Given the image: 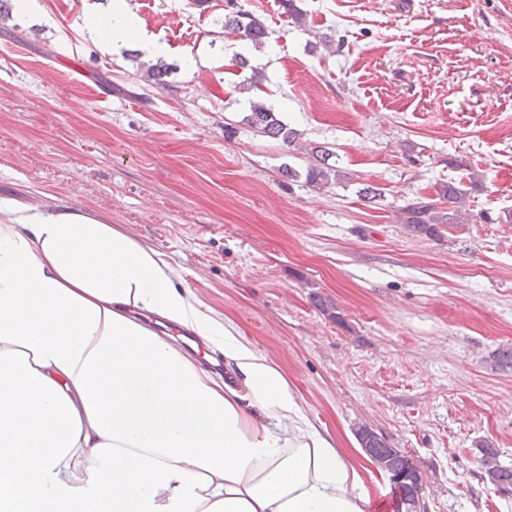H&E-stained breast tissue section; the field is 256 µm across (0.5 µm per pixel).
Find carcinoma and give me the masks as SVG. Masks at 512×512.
<instances>
[{
    "instance_id": "carcinoma-1",
    "label": "carcinoma",
    "mask_w": 512,
    "mask_h": 512,
    "mask_svg": "<svg viewBox=\"0 0 512 512\" xmlns=\"http://www.w3.org/2000/svg\"><path fill=\"white\" fill-rule=\"evenodd\" d=\"M224 30L238 35L243 40L258 46L265 38L264 24L251 12L242 9L237 0H225ZM177 70L174 64L158 62L147 67L145 82L149 85L164 84V77ZM256 132L273 140L291 145L299 138V133L288 127L277 115L274 108L258 98L250 103L249 112L240 120ZM336 154L327 147L316 146L308 152L309 163L305 169V182L315 190H323L337 184L343 171L336 165ZM466 187L453 181L439 184L436 197L411 202L400 209V219L406 228L418 236L441 238L443 230L460 224H469L473 214L470 208L471 194L482 188L481 180L469 177ZM361 447L374 449L373 460L380 466H397L403 452L391 448L376 433L368 428L359 429ZM481 462L484 476L488 481L503 489L512 485V469L499 463L498 450L489 446L482 449ZM399 503L397 512H411L419 505V495L412 493L408 486H398Z\"/></svg>"
}]
</instances>
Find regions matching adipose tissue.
Listing matches in <instances>:
<instances>
[{"label": "adipose tissue", "instance_id": "adipose-tissue-1", "mask_svg": "<svg viewBox=\"0 0 512 512\" xmlns=\"http://www.w3.org/2000/svg\"><path fill=\"white\" fill-rule=\"evenodd\" d=\"M89 29L115 51L164 50L126 0ZM176 277L73 209L0 223V512H364L359 472L285 376Z\"/></svg>", "mask_w": 512, "mask_h": 512}]
</instances>
